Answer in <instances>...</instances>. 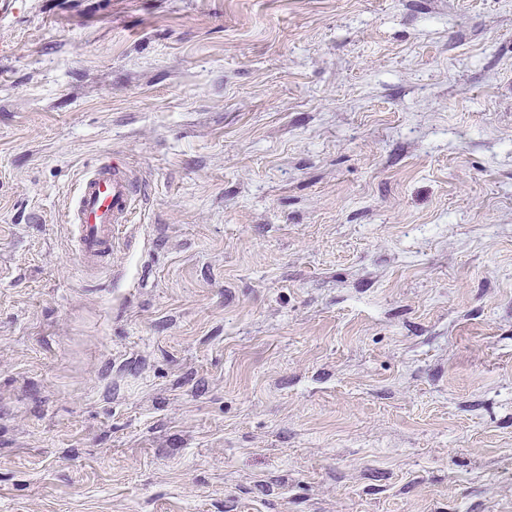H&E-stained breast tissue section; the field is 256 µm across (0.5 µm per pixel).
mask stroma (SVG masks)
<instances>
[{"label":"stroma","mask_w":512,"mask_h":512,"mask_svg":"<svg viewBox=\"0 0 512 512\" xmlns=\"http://www.w3.org/2000/svg\"><path fill=\"white\" fill-rule=\"evenodd\" d=\"M0 512H512V0H7ZM136 196L130 173L114 162L98 166L82 180L69 222L77 227V254L84 267H106L118 227L129 222Z\"/></svg>","instance_id":"1"}]
</instances>
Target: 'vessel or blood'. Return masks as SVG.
I'll list each match as a JSON object with an SVG mask.
<instances>
[{
    "instance_id": "obj_1",
    "label": "vessel or blood",
    "mask_w": 512,
    "mask_h": 512,
    "mask_svg": "<svg viewBox=\"0 0 512 512\" xmlns=\"http://www.w3.org/2000/svg\"><path fill=\"white\" fill-rule=\"evenodd\" d=\"M136 196L130 173L114 162L98 166L82 180L69 221L78 230L77 254L83 266L104 268L119 226L129 221Z\"/></svg>"
}]
</instances>
